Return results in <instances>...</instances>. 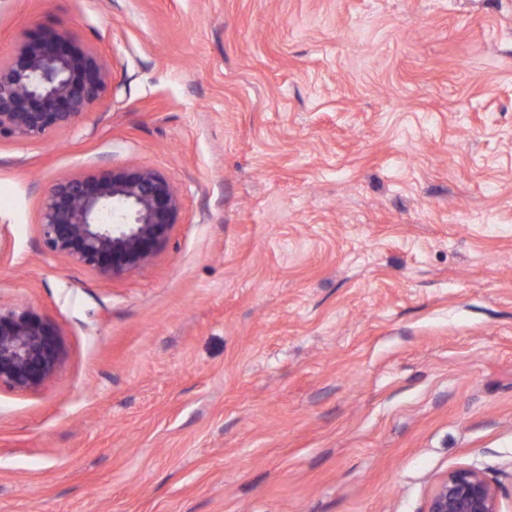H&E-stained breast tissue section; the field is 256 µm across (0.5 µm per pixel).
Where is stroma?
Segmentation results:
<instances>
[{
    "label": "stroma",
    "instance_id": "35a3bbf8",
    "mask_svg": "<svg viewBox=\"0 0 512 512\" xmlns=\"http://www.w3.org/2000/svg\"><path fill=\"white\" fill-rule=\"evenodd\" d=\"M110 70L0 140V304L65 355L0 388V512H512V0H0ZM162 173L177 224L107 278L47 251L58 181ZM426 512H500L497 491L479 471L458 468L435 486Z\"/></svg>",
    "mask_w": 512,
    "mask_h": 512
}]
</instances>
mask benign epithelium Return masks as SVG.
Returning a JSON list of instances; mask_svg holds the SVG:
<instances>
[{"label": "benign epithelium", "mask_w": 512, "mask_h": 512, "mask_svg": "<svg viewBox=\"0 0 512 512\" xmlns=\"http://www.w3.org/2000/svg\"><path fill=\"white\" fill-rule=\"evenodd\" d=\"M110 72L68 34L37 26L14 55L0 58V139H43L79 121L103 96ZM180 201L153 169H114L57 182L39 233L48 251L107 276L146 264L177 223ZM63 354L56 326L30 310L0 305V387L35 391ZM426 512H500L479 471L458 468L435 486Z\"/></svg>", "instance_id": "1"}]
</instances>
